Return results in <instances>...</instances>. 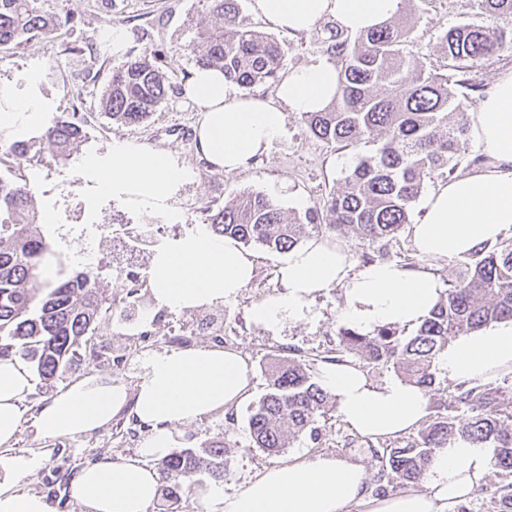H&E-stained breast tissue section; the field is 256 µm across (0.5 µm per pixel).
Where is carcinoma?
Segmentation results:
<instances>
[{
  "instance_id": "obj_1",
  "label": "carcinoma",
  "mask_w": 512,
  "mask_h": 512,
  "mask_svg": "<svg viewBox=\"0 0 512 512\" xmlns=\"http://www.w3.org/2000/svg\"><path fill=\"white\" fill-rule=\"evenodd\" d=\"M45 0H0V46L18 45L32 33L48 36L62 20L44 8ZM219 24L197 32L195 64L216 68L242 87L277 83L283 51L272 37L240 17L238 0H202ZM488 23H461L439 36L444 62L426 72L408 50L412 27L396 16L359 33L327 23L328 35L312 36L338 73V91L321 112L303 114L311 135L324 143L355 147L377 142L344 177L342 190L291 219L279 204L260 192H244L221 208L201 207L204 223L219 237L262 245L287 253L304 239L351 229L363 240L387 244L411 223L413 207L426 180L450 179L466 155L468 114L458 100L481 91L474 69L512 50V0H473ZM171 82L155 59L130 56L112 68L99 97L101 111L116 122L138 124L162 104ZM76 119L55 117L40 135L0 143V161H31L46 142L67 160L82 138ZM43 218L29 185L0 178V359L20 356L48 384L75 369L80 350L94 349L105 314L115 299L108 283L88 267L63 268L43 280V269L56 253L42 231ZM464 270L430 315L409 336L395 326L373 334L338 329L336 353L361 356L393 367L424 390L435 382L432 368L451 339L489 324L512 319V238L485 244L462 261ZM503 385L458 384L447 405L436 406L410 440L376 455L375 492L384 496L422 483L435 452L462 437L495 449L494 466L512 476V406L502 402ZM329 395L307 364L296 357L276 358L267 372L265 392L248 418L252 447L269 456L285 453L290 440L315 436V424L328 412ZM455 411L469 413L462 423ZM231 457L224 440L200 448H176L157 460L159 512H175L181 495L207 474L222 480ZM492 512H512V482L482 485Z\"/></svg>"
}]
</instances>
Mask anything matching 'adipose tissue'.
Wrapping results in <instances>:
<instances>
[{
    "instance_id": "adipose-tissue-1",
    "label": "adipose tissue",
    "mask_w": 512,
    "mask_h": 512,
    "mask_svg": "<svg viewBox=\"0 0 512 512\" xmlns=\"http://www.w3.org/2000/svg\"><path fill=\"white\" fill-rule=\"evenodd\" d=\"M402 0H252L253 12L272 28L292 34L310 31L330 18L356 33L397 14ZM39 72L24 85L0 83V134L43 125L47 104L37 92ZM334 63L312 56L290 68L276 85L275 100L231 89L222 72L195 69L184 87L201 114L196 151L211 169L234 173L246 168L286 131L290 112L323 110L336 93ZM473 138L484 162L464 175L437 183L423 203L422 220L411 234L420 256L458 260L487 241L512 234V70L500 75L469 114ZM192 169L171 155L132 140L112 143V195L151 215L174 217L171 203L194 180ZM252 255L237 241L198 227L158 247L149 268L156 308L194 309L235 298L253 275ZM281 289L253 309L254 320L270 329L305 318L308 303L324 290L343 289L342 319L363 334L385 325L415 327L440 300L444 286L432 273L377 261L353 268L346 249L312 238L294 247L280 268ZM449 380L483 381L512 371V320L458 337L442 352ZM341 420L375 439L398 437L429 414V398L417 386L391 380L372 383L352 363L326 368L321 376ZM33 385L20 357L0 360V512H52L41 496L20 490V480L38 468L35 454H4L22 422L40 437L95 432L126 404L123 384L96 375L66 385L26 418ZM249 394V369L234 350L198 347L147 358L135 399V414L151 432L136 456L116 463L102 459L73 481L71 494L86 512H147L158 495V479L148 466L182 447L176 425L203 419L238 405ZM491 451L457 438L436 452L421 488L387 497L367 492L368 472L344 459L313 455L268 467L232 497L211 488L224 512H456L483 484Z\"/></svg>"
}]
</instances>
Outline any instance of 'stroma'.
I'll return each instance as SVG.
<instances>
[{
  "label": "stroma",
  "mask_w": 512,
  "mask_h": 512,
  "mask_svg": "<svg viewBox=\"0 0 512 512\" xmlns=\"http://www.w3.org/2000/svg\"><path fill=\"white\" fill-rule=\"evenodd\" d=\"M48 7L60 15L70 14V23L49 37L39 34L17 47L0 46V82H19L31 70H40L39 88L49 102V116L80 113L84 117V136L67 161L58 160L50 148L44 147L30 162L12 167L0 165V177L30 185L46 223V234L69 264L83 265L81 253L89 245L97 257L94 269L107 281L113 295L124 296L128 276H137L142 284L138 308L114 307L109 319L103 342L118 355V362L109 364L82 354L76 370L65 375V382L87 375L109 376L123 383L129 392H136L145 356L218 343L212 331L192 330V323L205 317L223 323L224 340L220 343L224 348L241 352L247 360L253 396L263 393L270 362L291 351L306 361L313 377H320L327 357L338 343L336 333L344 325L340 315L341 288H330L317 296L302 320L284 323L276 329L255 323L251 311L279 290L278 273L285 256L250 244L246 250L255 261L254 277L236 299L198 310H154L155 317L147 324L142 313L153 310L148 270L162 243L189 234L202 224L203 202L221 207L240 192L254 191L278 202L287 215L303 213L317 206L330 191L341 190L346 172L359 156L375 152V144H363L356 150H334L311 137L302 115L291 112L287 115L285 134L248 169L235 174L209 169L195 148L194 129L200 114L196 105L182 94V84L195 67L196 33L215 23L202 0H50ZM239 8L247 23L271 33L277 40L283 50L285 68L304 64L317 54L309 36L296 37L270 29L252 12L250 0H239ZM478 19L470 0H428L411 34L410 48L424 68L442 64L437 50L440 32ZM115 26L133 31L129 54L159 56L173 83L167 99L153 115L136 125L112 121L101 113L95 101L116 66V59L104 56L89 67L81 55L98 31ZM81 88L86 96L80 100L76 92ZM116 139L144 143L169 153L180 164L195 168V180L185 184L173 202L175 218L145 214L101 188L99 174L88 169L87 161H109ZM387 251L388 260L413 263L432 271L444 282L454 279L460 271L457 261L430 260L418 255L406 230L389 242ZM250 407L246 401L230 413L217 412L183 427L196 446L217 438L226 440L232 464L222 487L228 497L262 469L276 463L275 458L251 445L247 425ZM317 427V437L305 435L291 440L286 457L336 456L362 464L369 474H376L374 451L379 448V441L350 429L333 410L318 421ZM146 435V429L135 422L129 405L115 414L109 425L92 434L42 439L29 426H22L14 452L42 455L43 462L22 479L20 488L44 496L54 512H83L71 496L57 494L56 481L74 480L83 468L104 457L119 462L134 456Z\"/></svg>",
  "instance_id": "1"
}]
</instances>
